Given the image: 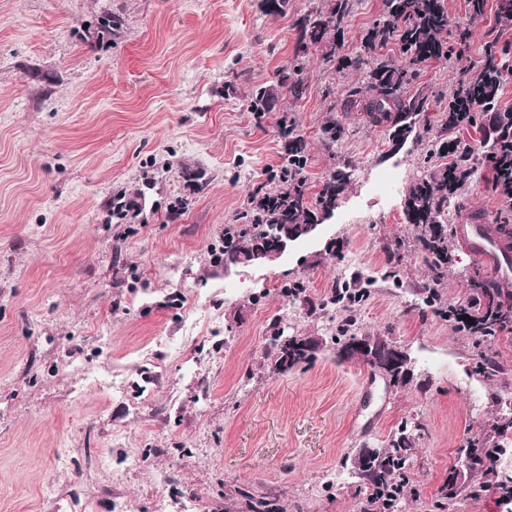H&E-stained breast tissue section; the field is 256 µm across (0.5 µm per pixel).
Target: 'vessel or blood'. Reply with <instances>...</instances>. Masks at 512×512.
Here are the masks:
<instances>
[{
	"instance_id": "1",
	"label": "vessel or blood",
	"mask_w": 512,
	"mask_h": 512,
	"mask_svg": "<svg viewBox=\"0 0 512 512\" xmlns=\"http://www.w3.org/2000/svg\"><path fill=\"white\" fill-rule=\"evenodd\" d=\"M455 232L476 263L492 267L501 283L512 281V249L507 248L503 236L486 232L481 216L471 215L456 225Z\"/></svg>"
}]
</instances>
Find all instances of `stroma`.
I'll use <instances>...</instances> for the list:
<instances>
[{"label": "stroma", "instance_id": "stroma-1", "mask_svg": "<svg viewBox=\"0 0 512 512\" xmlns=\"http://www.w3.org/2000/svg\"><path fill=\"white\" fill-rule=\"evenodd\" d=\"M260 4L0 0V512H361L348 459L405 420L421 428L402 512H512L495 485L453 505L444 490L478 433L507 444L497 469L512 475V332L490 351L504 377L479 374L472 337L421 301L433 273L404 216L456 67H424L429 106L404 141L334 111L358 78L316 53L305 98L254 112L253 88L294 56V20L327 0H288L276 16ZM106 10L125 15L124 32L83 45ZM286 111L308 142L309 197L337 167L351 183L277 260L224 267L225 228L257 188L280 186ZM332 116L346 132L331 153L320 133ZM121 192L141 201L117 222L104 203ZM504 208L482 168L451 218ZM451 246L441 288L459 305L485 270ZM296 282L303 293L283 295ZM354 286L361 302L321 310ZM349 316L406 349V384L341 359ZM277 320L319 340L311 362L272 370Z\"/></svg>", "mask_w": 512, "mask_h": 512}]
</instances>
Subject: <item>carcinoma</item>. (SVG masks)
Segmentation results:
<instances>
[{"label":"carcinoma","mask_w":512,"mask_h":512,"mask_svg":"<svg viewBox=\"0 0 512 512\" xmlns=\"http://www.w3.org/2000/svg\"><path fill=\"white\" fill-rule=\"evenodd\" d=\"M358 0H330L327 12L315 11L298 17L294 27L298 41L294 59L279 71L277 84L258 88L250 97L255 112H268L278 94L287 92L298 100L305 92V59L312 51L321 53L323 63L338 74L353 72L361 81L348 92L342 105L346 111L355 106L364 113L368 123L391 131L394 139L411 132L406 122H391V117L425 111L427 97L411 92L422 68L431 61H450L473 35L472 26L485 15L487 0H467V20L452 23L445 0H385V12L379 15L360 36V50L343 52L348 17ZM125 18L106 11L88 23L80 39L101 45L123 30ZM512 74V42L497 39L484 43L479 64L457 76L449 94L441 129L426 145L425 160L448 159L426 177L415 182L409 191L406 207L408 223L417 228V240L425 251V261L433 272V286L426 289L423 303L434 307L440 302L438 286L448 268V204L459 200L466 184L484 163L492 174V182L503 202L512 208V108L503 110L499 99L506 75ZM476 129L485 137L488 151L479 158L478 148L461 132ZM345 135V126L330 118L321 129V140L328 151ZM281 167L279 180L283 187L257 197L255 205L243 216L245 223L233 224L224 230V249L217 260L229 267L248 264L266 251L270 244L269 230L286 229L295 234L301 225L316 222L309 207L308 179L305 175L308 143L298 132L294 118L285 113L279 122ZM350 184V173L337 170L321 185L317 206L326 210ZM105 207L112 218L124 219L138 207L134 199L122 196L108 200ZM473 298L465 305L450 306L448 321L482 343H491L498 333L512 326V289L492 281L476 280L471 284ZM367 295L364 288H345L335 293L330 304L341 301L360 302ZM281 329L276 327L268 338L267 351L277 366L285 360V350L278 341ZM420 429L416 422H402L388 440L387 446L362 460L366 474L359 478L369 490L362 512L381 504L383 512H400L404 488L409 483V455L414 434ZM487 438L480 435L461 452L470 456L476 466L468 483L459 484L455 470L448 471L447 498L454 500L461 492L477 497L486 488L481 478L491 476L505 486L512 477L496 470L497 457L506 449L499 445L484 447Z\"/></svg>","instance_id":"1"}]
</instances>
